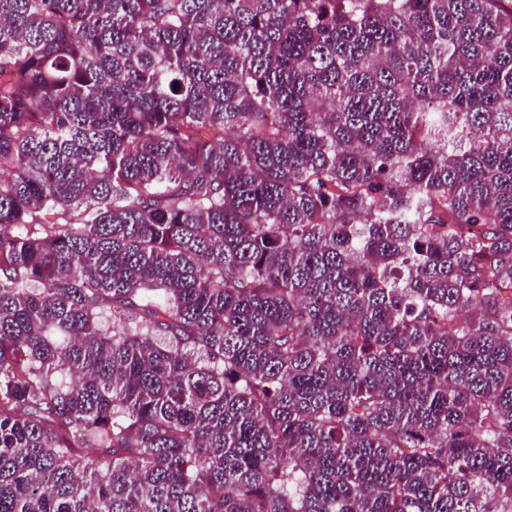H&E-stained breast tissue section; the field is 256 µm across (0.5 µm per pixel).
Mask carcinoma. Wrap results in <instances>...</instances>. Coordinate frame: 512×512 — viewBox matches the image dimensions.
I'll return each mask as SVG.
<instances>
[{
	"label": "carcinoma",
	"mask_w": 512,
	"mask_h": 512,
	"mask_svg": "<svg viewBox=\"0 0 512 512\" xmlns=\"http://www.w3.org/2000/svg\"><path fill=\"white\" fill-rule=\"evenodd\" d=\"M502 2L0 0V512H512Z\"/></svg>",
	"instance_id": "obj_1"
}]
</instances>
